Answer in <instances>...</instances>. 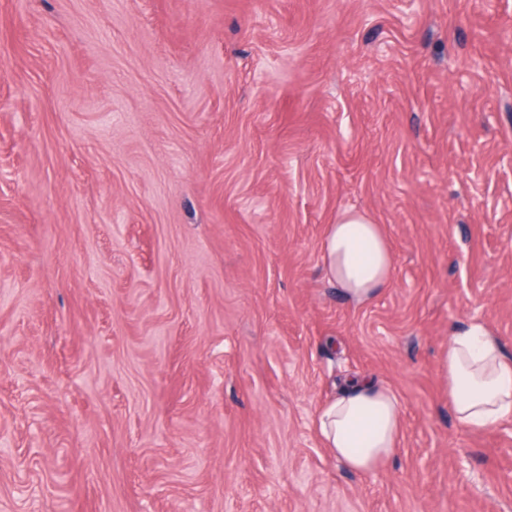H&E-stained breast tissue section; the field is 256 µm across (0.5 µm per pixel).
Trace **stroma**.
Here are the masks:
<instances>
[{
  "label": "stroma",
  "mask_w": 512,
  "mask_h": 512,
  "mask_svg": "<svg viewBox=\"0 0 512 512\" xmlns=\"http://www.w3.org/2000/svg\"><path fill=\"white\" fill-rule=\"evenodd\" d=\"M471 320L512 357V0H0V512H512L436 373ZM350 375L373 474L316 430ZM326 278L349 302L371 303L391 280L393 253L380 224L365 213L344 211L322 241ZM316 427L325 447L346 469L371 474L398 448L403 433L400 403L388 387L358 378L322 407Z\"/></svg>",
  "instance_id": "stroma-1"
}]
</instances>
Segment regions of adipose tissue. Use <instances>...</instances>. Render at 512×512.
I'll list each match as a JSON object with an SVG mask.
<instances>
[{"label":"adipose tissue","instance_id":"obj_1","mask_svg":"<svg viewBox=\"0 0 512 512\" xmlns=\"http://www.w3.org/2000/svg\"><path fill=\"white\" fill-rule=\"evenodd\" d=\"M321 252L326 278L351 303H371L391 280L390 243L381 225L365 213L339 214L326 231ZM438 376L459 426L492 430L512 418V358L504 355L484 322L469 321L450 336L439 356ZM316 427L346 469L371 474L400 443V403L391 389L362 377L322 407Z\"/></svg>","mask_w":512,"mask_h":512}]
</instances>
